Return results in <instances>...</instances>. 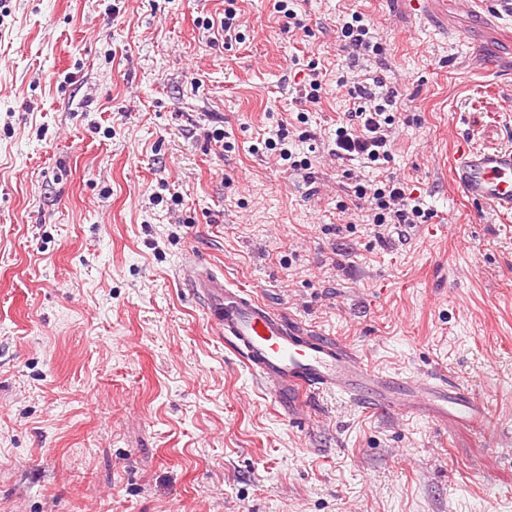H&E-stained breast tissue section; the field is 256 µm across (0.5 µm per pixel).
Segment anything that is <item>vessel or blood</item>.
Masks as SVG:
<instances>
[{
  "instance_id": "b4317fda",
  "label": "vessel or blood",
  "mask_w": 512,
  "mask_h": 512,
  "mask_svg": "<svg viewBox=\"0 0 512 512\" xmlns=\"http://www.w3.org/2000/svg\"><path fill=\"white\" fill-rule=\"evenodd\" d=\"M453 176L474 206L512 215V147L461 144ZM184 276L202 299L224 337V344L258 376L274 402L296 420L309 395L339 394L360 408L401 410L441 427H479L488 407L444 375L402 376L364 361L346 343L304 331L252 291L198 267Z\"/></svg>"
}]
</instances>
